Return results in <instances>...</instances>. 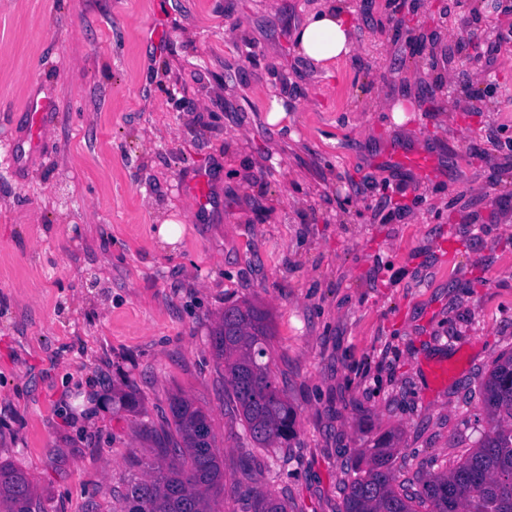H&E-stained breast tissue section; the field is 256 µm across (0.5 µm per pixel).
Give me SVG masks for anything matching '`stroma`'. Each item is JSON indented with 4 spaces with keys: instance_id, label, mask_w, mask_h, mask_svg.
<instances>
[{
    "instance_id": "stroma-1",
    "label": "stroma",
    "mask_w": 512,
    "mask_h": 512,
    "mask_svg": "<svg viewBox=\"0 0 512 512\" xmlns=\"http://www.w3.org/2000/svg\"><path fill=\"white\" fill-rule=\"evenodd\" d=\"M335 2L355 48L323 68L293 39L315 0H0V461L37 512H118L175 395L209 415L215 512H241L240 479L342 512L379 437L407 486L487 431L512 351V0ZM244 302L297 413L282 447L252 445L211 347Z\"/></svg>"
}]
</instances>
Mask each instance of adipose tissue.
Instances as JSON below:
<instances>
[{"label":"adipose tissue","mask_w":512,"mask_h":512,"mask_svg":"<svg viewBox=\"0 0 512 512\" xmlns=\"http://www.w3.org/2000/svg\"><path fill=\"white\" fill-rule=\"evenodd\" d=\"M301 54L322 64L349 55L355 46L354 26L350 16L337 9L334 0H320L295 32Z\"/></svg>","instance_id":"adipose-tissue-1"}]
</instances>
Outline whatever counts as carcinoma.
Instances as JSON below:
<instances>
[{
  "label": "carcinoma",
  "instance_id": "1",
  "mask_svg": "<svg viewBox=\"0 0 512 512\" xmlns=\"http://www.w3.org/2000/svg\"><path fill=\"white\" fill-rule=\"evenodd\" d=\"M272 330L253 304L232 305L212 331L211 344L224 364V392L241 412L250 438L260 447L286 443L296 434V412L277 386L266 361ZM489 428L478 446L455 467L417 478L416 492L396 485L394 443L378 444L363 474L347 487L344 512H512V352L501 356L483 383ZM175 435L161 448L173 465L131 484L121 493L120 512H213L224 493V463L213 445L208 414L191 401H170ZM242 512H287L272 495L246 489ZM0 512H33L27 475L0 462Z\"/></svg>",
  "mask_w": 512,
  "mask_h": 512
}]
</instances>
